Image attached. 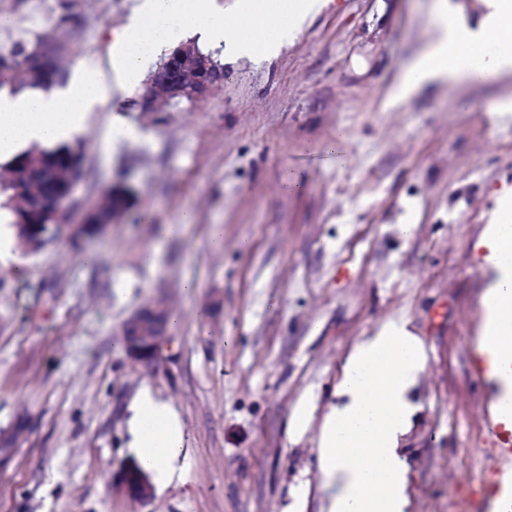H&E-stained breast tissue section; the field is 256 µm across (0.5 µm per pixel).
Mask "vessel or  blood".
Instances as JSON below:
<instances>
[{"instance_id": "1", "label": "vessel or blood", "mask_w": 512, "mask_h": 512, "mask_svg": "<svg viewBox=\"0 0 512 512\" xmlns=\"http://www.w3.org/2000/svg\"><path fill=\"white\" fill-rule=\"evenodd\" d=\"M500 336L486 333L474 342L468 357L471 373L491 392V411L485 429L494 443L495 467L485 475L471 512H512V363L497 358Z\"/></svg>"}]
</instances>
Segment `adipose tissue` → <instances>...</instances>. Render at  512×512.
<instances>
[{"mask_svg":"<svg viewBox=\"0 0 512 512\" xmlns=\"http://www.w3.org/2000/svg\"><path fill=\"white\" fill-rule=\"evenodd\" d=\"M328 0H245L218 9L213 0H138L112 49L108 67L77 64L66 86L12 93L0 87V158L32 143L46 146L82 131L90 112L109 106L112 142L135 137L118 90L137 84L163 53L195 35L230 61L278 56ZM469 25L441 7L428 45L405 67L395 90L406 98L440 82L480 84L512 75V0H484ZM497 278L484 299L488 321L512 350V226L495 224L482 242ZM425 368L421 339L403 320L379 325L350 351L318 433L317 462L330 492L321 512H407L403 444L413 417L410 392ZM129 446L157 484L170 477L185 443L170 406L152 392L132 401Z\"/></svg>","mask_w":512,"mask_h":512,"instance_id":"adipose-tissue-1","label":"adipose tissue"}]
</instances>
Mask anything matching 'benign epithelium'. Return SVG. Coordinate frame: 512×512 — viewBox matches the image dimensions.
<instances>
[{"label": "benign epithelium", "instance_id": "1", "mask_svg": "<svg viewBox=\"0 0 512 512\" xmlns=\"http://www.w3.org/2000/svg\"><path fill=\"white\" fill-rule=\"evenodd\" d=\"M64 49L53 55L36 54L30 60L32 73L41 78V87L50 90L60 77L59 60ZM224 83V69L195 44L186 43L175 49L152 71L148 84L140 100L141 111L153 113L161 104L195 101L208 96L216 87ZM82 178L81 163L70 162L65 168V177L56 183L52 194V220L47 224L34 223L40 203L30 204L18 215L21 237L36 244L46 243L51 234L47 229L60 227L58 216L66 203L71 201L77 184ZM112 195V209L102 207L92 216L90 223L103 228L122 213L133 202L132 189L123 184H112L107 188ZM168 308L162 299H154L124 323L122 336L130 359L137 363L150 364L161 354L170 341L167 320ZM112 492L126 500L147 505L153 498V486L149 475L129 460L112 473Z\"/></svg>", "mask_w": 512, "mask_h": 512}]
</instances>
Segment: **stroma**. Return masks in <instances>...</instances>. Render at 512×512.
Masks as SVG:
<instances>
[{
	"mask_svg": "<svg viewBox=\"0 0 512 512\" xmlns=\"http://www.w3.org/2000/svg\"><path fill=\"white\" fill-rule=\"evenodd\" d=\"M135 4L0 0V16L39 8L23 44L57 38L68 78L75 62L108 64ZM440 4L329 0L278 57L224 62L203 100L145 114L132 89L138 135L115 146L108 110L90 113L71 142L83 179L70 231L0 261V437L16 438L0 512H320L318 427L294 433L292 414L303 399L320 413L334 403L352 347L397 317L427 356L405 443L409 512H466L494 464L489 392L467 354L493 280L479 241L500 197L512 202V112L497 110L512 77L394 101ZM118 182L132 207L74 240ZM154 298L181 321L156 361L137 364L122 325ZM144 389L177 412L186 445L142 506L110 480L133 455L127 419Z\"/></svg>",
	"mask_w": 512,
	"mask_h": 512,
	"instance_id": "obj_1",
	"label": "stroma"
}]
</instances>
